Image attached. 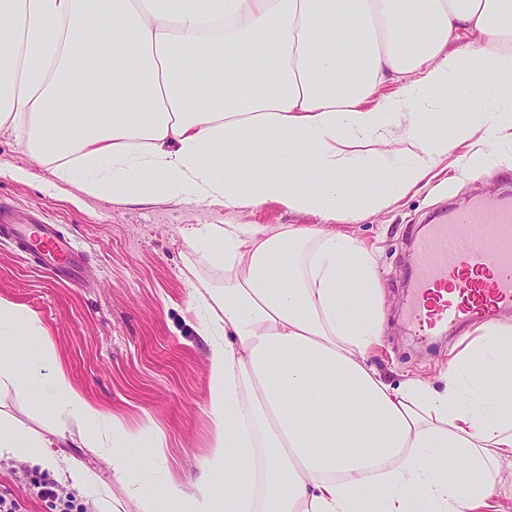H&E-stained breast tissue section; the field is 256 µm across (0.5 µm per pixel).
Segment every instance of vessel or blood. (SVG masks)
Returning <instances> with one entry per match:
<instances>
[{
    "label": "vessel or blood",
    "mask_w": 512,
    "mask_h": 512,
    "mask_svg": "<svg viewBox=\"0 0 512 512\" xmlns=\"http://www.w3.org/2000/svg\"><path fill=\"white\" fill-rule=\"evenodd\" d=\"M0 239L44 257L57 282L84 275L80 252L54 225L0 210ZM414 250L405 305L417 334L454 331L492 312H512L511 207L454 212L428 225Z\"/></svg>",
    "instance_id": "1"
}]
</instances>
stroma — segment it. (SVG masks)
<instances>
[{
	"label": "stroma",
	"mask_w": 512,
	"mask_h": 512,
	"mask_svg": "<svg viewBox=\"0 0 512 512\" xmlns=\"http://www.w3.org/2000/svg\"><path fill=\"white\" fill-rule=\"evenodd\" d=\"M28 171L15 178V169ZM43 165L23 139L0 131V206L57 225L84 254L88 270L74 284L54 282L36 255L0 240V297L36 312L75 386L101 409L123 415L129 427L151 416L168 440L166 468L189 483L209 445L204 411L210 389L208 345L192 302L201 284L218 285L224 271L191 251L185 236L197 224H314L312 214L268 203L259 207L161 200L132 204L92 196L78 184L48 187ZM482 203L512 205V170H463L459 151L432 171L427 184L388 209L339 229L377 251L385 309V345L369 358L391 383L434 381L448 363L455 332L415 335L404 306L412 241L432 210L452 212ZM65 456L95 473L113 491L120 512H140L101 457L65 442ZM49 472L14 457L0 458V490L12 491L26 512H55L38 497Z\"/></svg>",
	"instance_id": "1"
}]
</instances>
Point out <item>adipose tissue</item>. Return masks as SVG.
<instances>
[{"instance_id":"ef3b65f1","label":"adipose tissue","mask_w":512,"mask_h":512,"mask_svg":"<svg viewBox=\"0 0 512 512\" xmlns=\"http://www.w3.org/2000/svg\"><path fill=\"white\" fill-rule=\"evenodd\" d=\"M494 37L496 50L483 48ZM97 58L112 101L63 117ZM400 80L397 96L383 85ZM488 87L495 104L452 121L417 112L432 91ZM401 129L409 166L380 174ZM25 135L47 186L80 182L128 202L261 206L320 225L200 224L186 242L222 265L210 312V445L189 489L133 479L166 463L153 421L128 427L76 388L41 319L0 298V394L30 396L53 437L0 414V457L53 472L117 512L60 437H78L125 482L140 512H489L512 457V326L489 322L452 348L436 383L387 382L375 252L331 229L389 208L466 146L465 164L512 169V0H0V130ZM277 156L276 168L263 161ZM37 345L23 364L17 337ZM42 365L49 389H36Z\"/></svg>"}]
</instances>
